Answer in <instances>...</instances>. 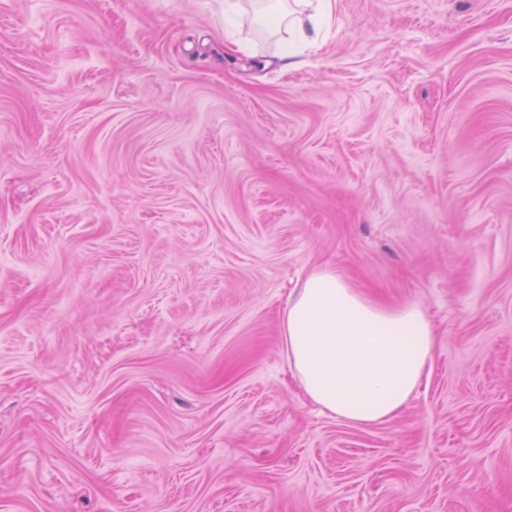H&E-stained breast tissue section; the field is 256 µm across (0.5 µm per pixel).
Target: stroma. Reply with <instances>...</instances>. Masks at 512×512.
<instances>
[{
  "mask_svg": "<svg viewBox=\"0 0 512 512\" xmlns=\"http://www.w3.org/2000/svg\"><path fill=\"white\" fill-rule=\"evenodd\" d=\"M0 0V512H512V0ZM332 266L418 303L385 423L304 396ZM256 3L278 2L269 5L273 31L281 35L282 58L294 63L300 47H311L319 43L323 26L330 18L331 0H277L254 1Z\"/></svg>",
  "mask_w": 512,
  "mask_h": 512,
  "instance_id": "1",
  "label": "stroma"
}]
</instances>
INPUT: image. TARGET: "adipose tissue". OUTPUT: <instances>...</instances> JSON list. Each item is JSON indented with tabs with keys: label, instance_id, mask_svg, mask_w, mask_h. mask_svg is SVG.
I'll return each mask as SVG.
<instances>
[{
	"label": "adipose tissue",
	"instance_id": "1",
	"mask_svg": "<svg viewBox=\"0 0 512 512\" xmlns=\"http://www.w3.org/2000/svg\"><path fill=\"white\" fill-rule=\"evenodd\" d=\"M331 0H277L271 28L282 56L317 45ZM288 365L306 398L337 419L375 425L397 416L427 374L434 328L420 305L380 304L335 269L311 273L283 319Z\"/></svg>",
	"mask_w": 512,
	"mask_h": 512
}]
</instances>
